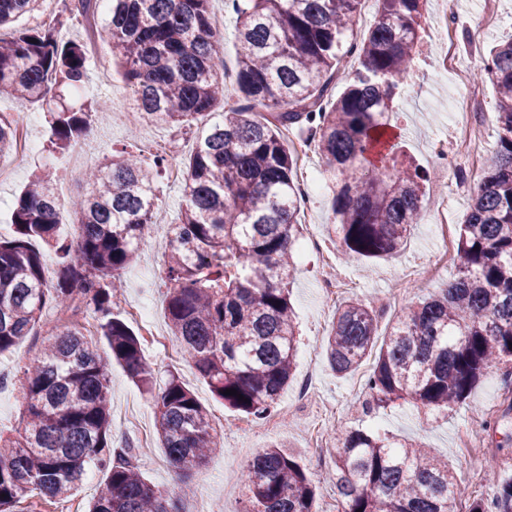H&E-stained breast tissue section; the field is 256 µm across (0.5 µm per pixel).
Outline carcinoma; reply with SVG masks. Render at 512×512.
I'll list each match as a JSON object with an SVG mask.
<instances>
[{"mask_svg": "<svg viewBox=\"0 0 512 512\" xmlns=\"http://www.w3.org/2000/svg\"><path fill=\"white\" fill-rule=\"evenodd\" d=\"M101 0H69V20L88 22ZM104 29L137 105L149 124L188 127L221 110L183 162L180 220L167 240L166 312L183 357L234 412L266 419L277 411L295 369L298 333L290 302L291 252L302 196L294 155L281 130L307 131L336 181L328 235L349 258L397 254L422 216L430 172L389 149L395 99L409 85L427 0H377L366 37L347 42L361 0H231L236 15V100L224 104L221 35L210 0H106ZM48 0H0V94L38 104L48 114V148L64 150L112 107L99 95L79 106L55 88L88 77L84 43L66 40L60 21H41ZM30 14L31 27L10 24ZM9 36H4V31ZM358 66L333 97L342 60ZM480 79L497 90L500 125L491 164L460 225L456 278L440 293L402 308L367 381L363 413L399 400L425 414L447 413L467 399L488 368L512 387V38L494 45ZM16 127L0 118V159L15 151ZM167 159L145 161L123 149L90 169L87 191L70 203L77 235L57 234L62 204L54 178L35 175L12 213L16 236L0 239V353L26 336L44 349L24 369L23 434H0V512H19L28 496L65 499L87 469L105 473L89 512H180L128 458L112 449L109 373L121 365L153 392L155 429L178 470L224 451L206 409L173 374L156 386L140 339L113 313L114 289L136 260L144 227L154 223L155 179ZM58 257L46 286L40 253ZM67 316L51 325L43 312ZM103 336V357L87 340L78 313ZM378 312L349 298L336 309L326 358L338 375L355 372L376 344ZM234 389L235 395L224 391ZM244 399H238V395ZM330 480L343 512H455V476L424 446L387 433L339 426ZM244 484V512H313L318 486L295 453L273 444L254 457ZM466 512H512V479Z\"/></svg>", "mask_w": 512, "mask_h": 512, "instance_id": "1", "label": "carcinoma"}]
</instances>
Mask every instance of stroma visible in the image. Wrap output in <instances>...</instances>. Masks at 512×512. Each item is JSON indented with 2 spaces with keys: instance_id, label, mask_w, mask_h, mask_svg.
Returning a JSON list of instances; mask_svg holds the SVG:
<instances>
[{
  "instance_id": "stroma-1",
  "label": "stroma",
  "mask_w": 512,
  "mask_h": 512,
  "mask_svg": "<svg viewBox=\"0 0 512 512\" xmlns=\"http://www.w3.org/2000/svg\"><path fill=\"white\" fill-rule=\"evenodd\" d=\"M457 39L463 63L469 75H476L484 64L490 47L512 36V25L504 23L490 30L482 28L480 0H456ZM216 27L224 36L222 54L228 77V91H235L237 39L236 22L224 0H210ZM62 34L71 40H95L85 87L71 91L77 102H87L93 91L102 90L112 98V115L96 123L88 137L66 150L49 152L46 114L36 104L13 98L0 99V114L19 120L33 116L30 129L38 142L36 153L14 157L0 177V238L15 235L12 222L14 200L29 178L52 169L62 204L81 197L87 188L85 172L131 142L137 143L145 160L154 155L167 156L169 164L156 180L159 224L173 223L177 217L182 180V162L192 151L204 129L194 124L181 133L135 120L130 92L123 69L108 49L106 37H93L87 24L64 22ZM440 49L431 45L421 60V69L413 89L402 95L393 124L395 139L407 156L425 167H438L431 152L434 141L448 133V102L458 88L451 78L438 72ZM331 185L307 199L301 209L298 242L309 237H326L328 224L334 223L331 209ZM438 243L426 223L411 229L403 250L395 256L345 261L337 243H329L322 252L302 249L297 252L295 272L290 284L299 343L294 375L282 394L274 428H266L253 418L225 408L211 392L196 369L181 355H170L159 344V337L170 334L165 309L168 282L165 277L166 249L162 235L146 239L136 262L124 274L125 287L114 300V312L130 320L129 310L138 302L149 303L155 336H141L147 362L158 379L175 373L197 400L207 409L210 422L224 444L222 453L212 456L199 468L179 472L169 463L155 433L150 395L127 377L120 365L110 371L109 407L112 416V445L131 449L133 462L148 481L170 498L182 500L186 512H242L245 505L243 474L253 458L274 442H280L300 456V462L318 480L319 490L314 512H337L336 489L324 481V474L334 465L338 423L389 432L398 438L425 446L432 453L447 458L456 479L460 501L477 494L492 496L496 478L512 477V412L508 411L506 393L498 369H489L469 398L449 410L447 416L423 419L411 405L382 409L362 415L357 406L365 397L366 381L373 370L374 356H367L352 374L339 377L330 369L324 351L327 336L336 316L339 300L356 297L373 303L379 311V333L397 319L402 307L438 293L453 281L456 264H448L440 277L422 279L421 272L436 256ZM340 285L336 296H326L324 281ZM314 370V397L303 407L294 400L307 370ZM496 464L495 476L484 472L485 462ZM105 475L90 468L80 486L67 499L39 501L35 512H87Z\"/></svg>"
}]
</instances>
